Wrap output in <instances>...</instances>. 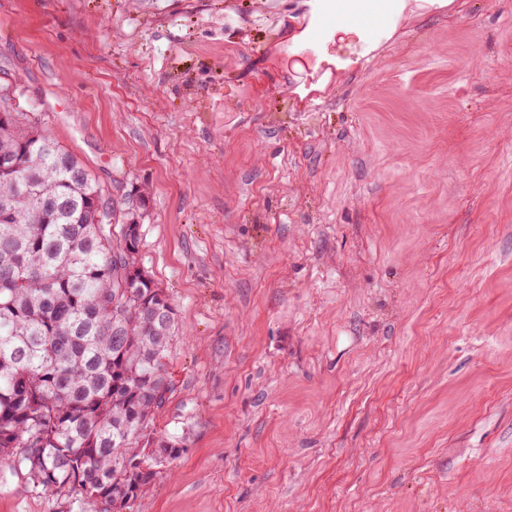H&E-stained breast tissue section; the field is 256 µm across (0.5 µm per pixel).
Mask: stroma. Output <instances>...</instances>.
Segmentation results:
<instances>
[{
	"label": "stroma",
	"mask_w": 512,
	"mask_h": 512,
	"mask_svg": "<svg viewBox=\"0 0 512 512\" xmlns=\"http://www.w3.org/2000/svg\"><path fill=\"white\" fill-rule=\"evenodd\" d=\"M0 0V97L106 197L176 335L123 512H512V0ZM0 462V512H105ZM392 0H310L308 14L314 15V32L305 46L314 54L328 37L350 26H361L369 40H376L388 28Z\"/></svg>",
	"instance_id": "stroma-1"
}]
</instances>
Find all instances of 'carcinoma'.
Instances as JSON below:
<instances>
[{"label": "carcinoma", "instance_id": "cac0c4a2", "mask_svg": "<svg viewBox=\"0 0 512 512\" xmlns=\"http://www.w3.org/2000/svg\"><path fill=\"white\" fill-rule=\"evenodd\" d=\"M18 113L0 119V460L34 488L121 512L177 441L148 433L171 385L176 310L138 264L133 213Z\"/></svg>", "mask_w": 512, "mask_h": 512}]
</instances>
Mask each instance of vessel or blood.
<instances>
[{
  "mask_svg": "<svg viewBox=\"0 0 512 512\" xmlns=\"http://www.w3.org/2000/svg\"><path fill=\"white\" fill-rule=\"evenodd\" d=\"M308 12L314 17V32L305 46L313 54L322 42L350 26H361L368 39H378L389 25L391 0H309Z\"/></svg>",
  "mask_w": 512,
  "mask_h": 512,
  "instance_id": "1",
  "label": "vessel or blood"
}]
</instances>
